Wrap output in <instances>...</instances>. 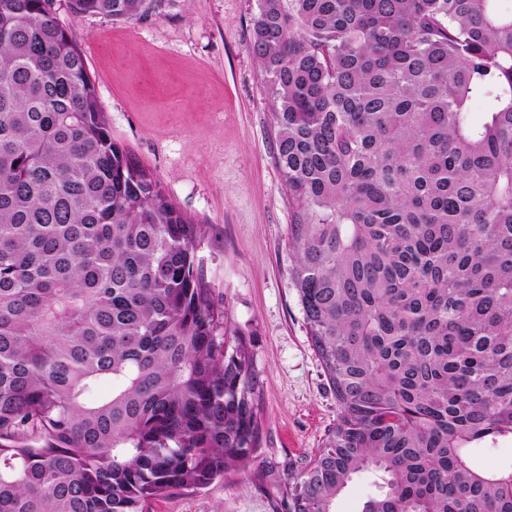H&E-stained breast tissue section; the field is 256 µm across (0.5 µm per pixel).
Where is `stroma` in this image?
I'll return each mask as SVG.
<instances>
[{"label": "stroma", "mask_w": 512, "mask_h": 512, "mask_svg": "<svg viewBox=\"0 0 512 512\" xmlns=\"http://www.w3.org/2000/svg\"><path fill=\"white\" fill-rule=\"evenodd\" d=\"M113 138L201 233L197 259L224 321L253 343L263 380L258 449L246 470L149 502L146 512H272L268 466H305L340 409L310 345L292 279L293 209L275 164L272 96L249 44L258 0H153L138 20L75 15Z\"/></svg>", "instance_id": "stroma-1"}]
</instances>
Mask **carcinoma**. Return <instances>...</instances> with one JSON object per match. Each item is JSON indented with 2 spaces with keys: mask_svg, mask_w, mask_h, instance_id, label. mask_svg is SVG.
Wrapping results in <instances>:
<instances>
[{
  "mask_svg": "<svg viewBox=\"0 0 512 512\" xmlns=\"http://www.w3.org/2000/svg\"><path fill=\"white\" fill-rule=\"evenodd\" d=\"M150 0H72L145 16ZM259 0L294 285L340 415L272 512H512V6ZM484 112H473L475 103ZM199 225L112 138L54 0H0V512H145L256 450ZM471 464L478 470H500L512 467V436L497 438L471 450ZM377 492L372 478L359 477L350 483L336 500V512H356L363 501Z\"/></svg>",
  "mask_w": 512,
  "mask_h": 512,
  "instance_id": "obj_1",
  "label": "carcinoma"
}]
</instances>
